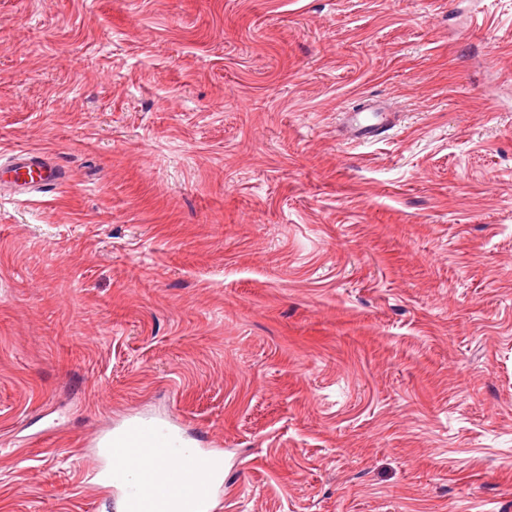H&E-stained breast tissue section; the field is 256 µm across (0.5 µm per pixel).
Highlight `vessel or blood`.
Wrapping results in <instances>:
<instances>
[{"label": "vessel or blood", "mask_w": 512, "mask_h": 512, "mask_svg": "<svg viewBox=\"0 0 512 512\" xmlns=\"http://www.w3.org/2000/svg\"><path fill=\"white\" fill-rule=\"evenodd\" d=\"M393 124L377 105L368 112H348L344 115L340 135L350 143L374 140L392 129ZM64 179V171L51 157L40 151H23L13 162L0 170V187H9L22 193L45 192L57 187ZM106 448L108 467L104 483L108 488L120 489L127 512H151L150 506L158 497V476L155 469L143 465L146 449L161 448L172 460L166 479L187 478L199 464V454L184 442L171 427L148 419H137L113 431L100 442ZM213 491L206 483L187 489L183 512H207Z\"/></svg>", "instance_id": "b4317fda"}]
</instances>
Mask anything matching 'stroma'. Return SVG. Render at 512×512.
<instances>
[{
	"instance_id": "1",
	"label": "stroma",
	"mask_w": 512,
	"mask_h": 512,
	"mask_svg": "<svg viewBox=\"0 0 512 512\" xmlns=\"http://www.w3.org/2000/svg\"><path fill=\"white\" fill-rule=\"evenodd\" d=\"M400 120L343 141L366 98ZM0 512H512V0H0ZM64 179V171L51 157L40 151H23L0 170V187L20 193L45 192L56 188ZM100 447L108 448L109 464L103 484L122 491L127 512H161L150 510V505L156 503L158 497V472L162 474L169 467L164 452L159 448H164L166 457L177 463L163 474L162 479L178 481L187 478L201 461L199 454L189 448L177 431L148 419L133 420L113 431L101 440ZM143 454L144 462L157 472L142 464ZM134 464L142 466L139 477L131 475ZM215 482L194 486L185 491V507L182 512H205L208 509Z\"/></svg>"
}]
</instances>
